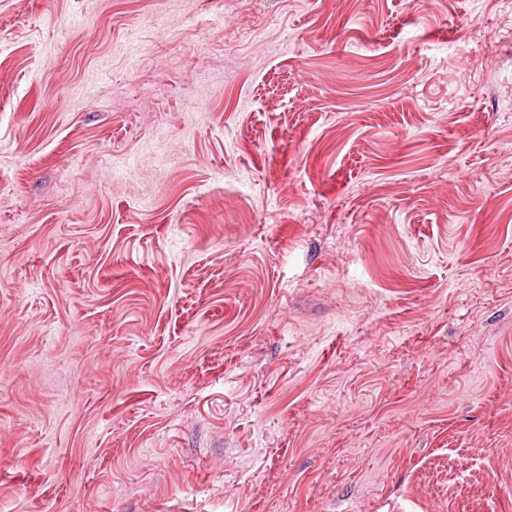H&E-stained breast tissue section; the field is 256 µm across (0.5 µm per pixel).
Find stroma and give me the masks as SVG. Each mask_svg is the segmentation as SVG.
Segmentation results:
<instances>
[{
  "mask_svg": "<svg viewBox=\"0 0 512 512\" xmlns=\"http://www.w3.org/2000/svg\"><path fill=\"white\" fill-rule=\"evenodd\" d=\"M0 512H512V0H0Z\"/></svg>",
  "mask_w": 512,
  "mask_h": 512,
  "instance_id": "stroma-1",
  "label": "stroma"
}]
</instances>
